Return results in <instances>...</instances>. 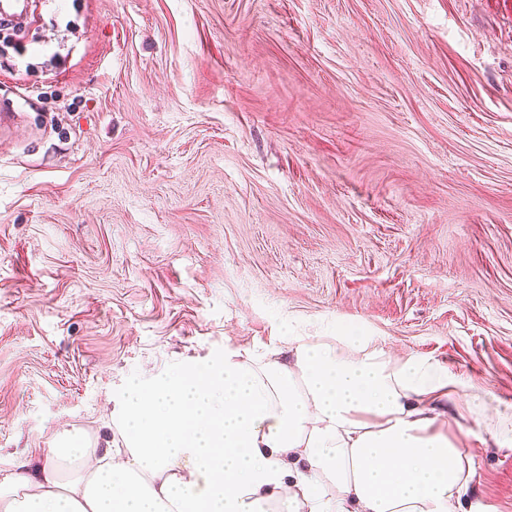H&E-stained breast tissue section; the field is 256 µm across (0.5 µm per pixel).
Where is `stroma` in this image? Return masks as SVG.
Instances as JSON below:
<instances>
[{"label": "stroma", "instance_id": "stroma-1", "mask_svg": "<svg viewBox=\"0 0 512 512\" xmlns=\"http://www.w3.org/2000/svg\"><path fill=\"white\" fill-rule=\"evenodd\" d=\"M12 110L0 475L122 447L129 377L351 331L456 376L462 512H512V0H32Z\"/></svg>", "mask_w": 512, "mask_h": 512}]
</instances>
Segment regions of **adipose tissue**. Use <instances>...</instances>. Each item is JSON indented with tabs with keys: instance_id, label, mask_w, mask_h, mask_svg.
I'll use <instances>...</instances> for the list:
<instances>
[{
	"instance_id": "adipose-tissue-1",
	"label": "adipose tissue",
	"mask_w": 512,
	"mask_h": 512,
	"mask_svg": "<svg viewBox=\"0 0 512 512\" xmlns=\"http://www.w3.org/2000/svg\"><path fill=\"white\" fill-rule=\"evenodd\" d=\"M128 380L118 450L79 432L0 477V512H456L470 458L437 428L455 378L352 334Z\"/></svg>"
}]
</instances>
